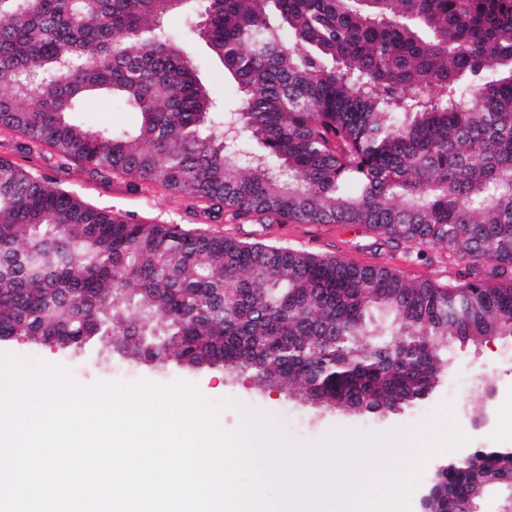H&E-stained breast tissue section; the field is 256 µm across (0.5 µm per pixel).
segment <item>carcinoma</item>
<instances>
[{"label": "carcinoma", "mask_w": 512, "mask_h": 512, "mask_svg": "<svg viewBox=\"0 0 512 512\" xmlns=\"http://www.w3.org/2000/svg\"><path fill=\"white\" fill-rule=\"evenodd\" d=\"M183 18L239 92L217 111L164 25ZM106 94L132 130L74 120ZM0 130L214 222L340 224L441 247L460 281L134 220L0 158V341L291 384L391 413L453 336L512 331V0H0ZM390 318L373 341V313ZM507 448L438 470L435 512L512 486Z\"/></svg>", "instance_id": "1"}]
</instances>
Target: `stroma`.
<instances>
[{"label":"stroma","instance_id":"1","mask_svg":"<svg viewBox=\"0 0 512 512\" xmlns=\"http://www.w3.org/2000/svg\"><path fill=\"white\" fill-rule=\"evenodd\" d=\"M166 24L171 32L183 38L203 82L209 85L215 97L224 100L226 108H233L236 89L233 84L225 83L223 68L207 45L186 34L179 16H170ZM74 119L90 128H131L139 123L140 116L115 100L91 98L75 113ZM18 142L16 134L0 131V157L47 177L92 205L145 220L170 221L201 232L242 238L252 230L248 224L212 222L202 211L185 202L170 200L163 193L134 190L128 179L121 176L101 179L92 176L77 162H64L50 153L20 154ZM265 240L318 255H342L364 264L388 262L410 277L443 283L453 282L457 271L456 266L449 264L444 250H437V258L432 262L409 260L402 252H388L372 234L360 227L344 231L334 224H283L273 228ZM0 351L63 366L82 384L145 379L167 385L183 380L195 384L211 401L232 398L239 401L242 408L269 413L277 420L286 439L307 445L317 444L338 430L364 435L398 432L416 439L429 432L445 435L455 425L469 438L467 444L459 447V454H467L474 448H512V433L500 427L503 413L512 411L511 336H497L478 344L449 339L448 366L430 395L385 416H355L319 406L306 400L299 389L293 387L265 391L247 376L222 369L191 372L174 366L156 368L130 360L118 351L101 354L95 347L70 352L16 338L0 346Z\"/></svg>","mask_w":512,"mask_h":512}]
</instances>
